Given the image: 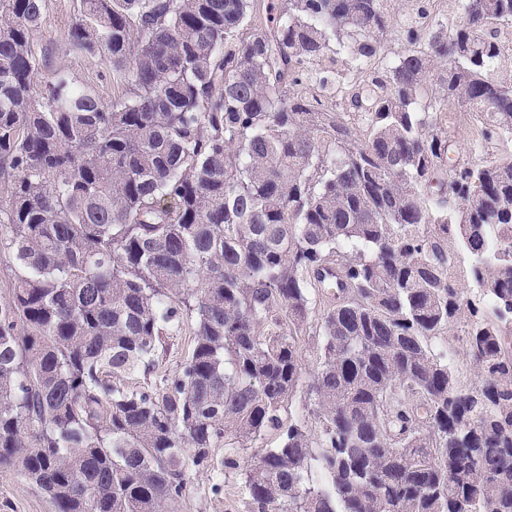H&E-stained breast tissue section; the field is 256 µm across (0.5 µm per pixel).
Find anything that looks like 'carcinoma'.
<instances>
[{
  "instance_id": "1",
  "label": "carcinoma",
  "mask_w": 512,
  "mask_h": 512,
  "mask_svg": "<svg viewBox=\"0 0 512 512\" xmlns=\"http://www.w3.org/2000/svg\"><path fill=\"white\" fill-rule=\"evenodd\" d=\"M79 2L110 107L37 81L47 0H0V468L56 512H187L226 469L243 512H512V154L437 132L457 105L477 147L512 140V0H459L451 29L418 6L373 70L388 0ZM464 309L465 380L433 345ZM190 320L161 385L112 382ZM309 333L314 408L285 419Z\"/></svg>"
}]
</instances>
